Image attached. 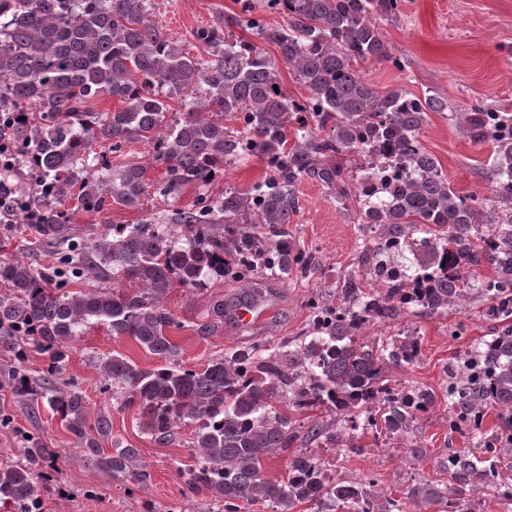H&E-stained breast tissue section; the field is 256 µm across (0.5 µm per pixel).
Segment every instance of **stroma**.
<instances>
[{
  "mask_svg": "<svg viewBox=\"0 0 512 512\" xmlns=\"http://www.w3.org/2000/svg\"><path fill=\"white\" fill-rule=\"evenodd\" d=\"M152 8L159 25L186 41L193 29L231 14L236 4L235 0H152ZM376 24L406 68L400 71L388 63L362 61L358 68L364 79L380 93L402 87L416 95L430 91L446 99L447 110L431 114L420 140L438 160L454 191L488 194L487 160L493 148L471 143L457 115L475 103L512 113V54L507 51L512 45V0H403L396 15L377 17ZM296 195L292 227L301 248L318 261L315 274L268 284L267 315L260 323L243 327L228 320L206 337L196 335L194 325L209 322L212 300L235 305L238 283L227 281L193 291L173 288L163 305L178 322L169 336L179 345L184 366L199 369L224 354L297 335L308 321V303L314 294L345 277L359 276L352 264L360 241L356 200L337 203L335 191L310 177L299 182ZM497 329L479 305L445 316H405L369 328L366 337L374 342H387L407 331L416 335L419 358L391 366L390 385L397 392H429L433 401L407 433L370 429L360 435L355 448L321 446V454H332L337 477L368 478L378 490L393 494L415 482H447L449 450L481 453L488 436L497 434L500 421L496 414H489L481 440L468 426L453 423L448 380L458 354L473 342L496 335ZM116 353L142 368L159 363L130 337L111 335L99 325L72 343L66 374L83 392L89 418L102 412L111 416L112 433L102 439V448L108 452L116 447L137 449L138 464L150 479L131 493L115 486L83 456L47 403L35 408L16 404L8 392L0 390V406L10 411L15 428L36 432L46 447L60 452L59 490L45 500V512H140L144 499L163 508L176 504L186 512H208L207 496L184 495L177 475L178 466L190 458V427L180 428L169 444L151 440L140 427L137 407L117 404L97 368L99 359Z\"/></svg>",
  "mask_w": 512,
  "mask_h": 512,
  "instance_id": "stroma-1",
  "label": "stroma"
}]
</instances>
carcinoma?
<instances>
[{
  "label": "carcinoma",
  "instance_id": "obj_1",
  "mask_svg": "<svg viewBox=\"0 0 512 512\" xmlns=\"http://www.w3.org/2000/svg\"><path fill=\"white\" fill-rule=\"evenodd\" d=\"M236 2L239 11L194 31L193 47L203 53L193 54L152 20L151 0H0V224L6 233L27 224L34 243L54 248L52 261L37 267L0 258V390L19 402H47L99 470L125 486L144 484L138 450L105 453L99 439L111 433L110 416L89 423L82 391L63 379L71 342L104 325L162 360L144 370L118 354L100 368L122 405L138 407L156 442L194 425L193 463L178 474L191 494L208 492L217 512L256 504L361 512L369 497L376 512H407L409 502L443 508L445 486L415 483L397 499L368 480L332 482L315 472L317 454L306 448L293 452L287 477L277 481L262 475V462L298 438L355 447L357 430L375 426L374 405L385 406L390 434L407 432L428 410V394H395L386 374L419 357L418 338L406 333L375 350L360 340L367 328L473 303L493 319L512 317V114L478 104L458 113L472 143L494 148L490 194L459 195L419 139L429 113L448 103L402 88L381 95L356 68L375 59L403 70L375 24L402 0ZM262 10L285 15L287 25L269 26ZM230 27L254 40H229ZM262 42L276 46L279 59ZM281 63L305 98L285 91ZM107 95L123 107L88 106ZM173 99L181 112L169 118ZM135 141L150 144L152 163L166 166L158 192L176 196L194 185L195 204L96 236L77 233L76 211L102 216L114 205H144L154 187L150 166L114 167L110 159ZM253 156L266 163L261 181L209 193L225 165ZM304 176L335 190L339 202L358 197L362 227H379L353 258L362 277L311 298L310 323L297 336L214 358L201 370L182 366L167 334L175 320L162 305L170 289L229 279L246 302L261 297L259 279L315 269L288 230ZM417 234L431 239V249L397 260ZM486 266L494 277L477 279ZM90 278L106 285L71 288ZM210 310L213 321L193 328L200 336L224 325V300ZM33 350L46 356L37 376L25 367ZM448 399L476 435L493 410L512 430V326L458 358ZM316 408L329 419L300 434L296 416ZM0 428L21 436L25 453L21 462L0 458V512H43L59 451L14 426L3 407ZM448 471L463 500L491 481L494 468L451 450Z\"/></svg>",
  "mask_w": 512,
  "mask_h": 512
}]
</instances>
